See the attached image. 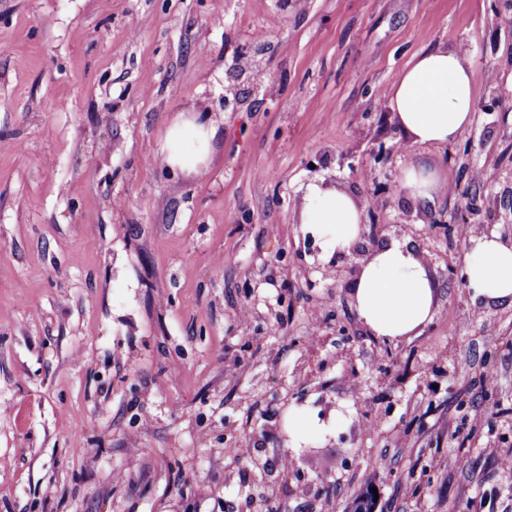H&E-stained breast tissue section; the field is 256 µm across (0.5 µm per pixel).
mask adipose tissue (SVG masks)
I'll list each match as a JSON object with an SVG mask.
<instances>
[{"label": "adipose tissue", "mask_w": 512, "mask_h": 512, "mask_svg": "<svg viewBox=\"0 0 512 512\" xmlns=\"http://www.w3.org/2000/svg\"><path fill=\"white\" fill-rule=\"evenodd\" d=\"M386 94L399 125L413 143L442 145L471 126L475 95L461 49L437 48L414 57ZM216 126L211 119L176 116L167 130L163 160L197 171L208 156ZM363 210L346 192L310 187L302 221L329 258L349 252L359 239ZM463 275L476 300L512 306V245L498 234L473 239ZM437 288L417 251L406 242L376 248L361 262L352 284L353 304L367 332L396 341L416 334L434 315Z\"/></svg>", "instance_id": "1"}]
</instances>
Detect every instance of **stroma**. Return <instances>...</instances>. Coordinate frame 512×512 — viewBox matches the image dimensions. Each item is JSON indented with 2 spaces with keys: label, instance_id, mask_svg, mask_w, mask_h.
I'll use <instances>...</instances> for the list:
<instances>
[{
  "label": "stroma",
  "instance_id": "stroma-1",
  "mask_svg": "<svg viewBox=\"0 0 512 512\" xmlns=\"http://www.w3.org/2000/svg\"><path fill=\"white\" fill-rule=\"evenodd\" d=\"M437 46L466 52L476 115L435 147L385 91ZM239 60L263 83L228 106ZM199 112L210 153L173 173L166 128ZM421 161L453 195L363 177ZM312 184L421 252L416 335H339L344 262L299 253ZM464 210L466 237L430 222ZM509 222L512 0H0V512H266L292 409L327 427L300 468L332 480L283 481L280 512H348L370 482L377 512H512V308L449 275Z\"/></svg>",
  "mask_w": 512,
  "mask_h": 512
}]
</instances>
